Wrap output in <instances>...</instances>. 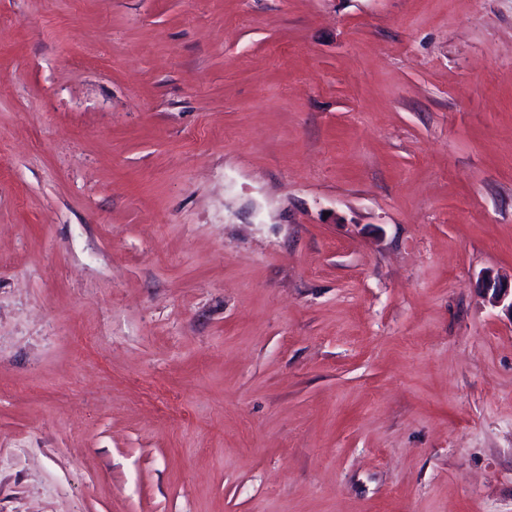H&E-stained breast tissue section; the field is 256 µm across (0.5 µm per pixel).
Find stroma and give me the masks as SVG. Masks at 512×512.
<instances>
[{
  "label": "stroma",
  "instance_id": "1",
  "mask_svg": "<svg viewBox=\"0 0 512 512\" xmlns=\"http://www.w3.org/2000/svg\"><path fill=\"white\" fill-rule=\"evenodd\" d=\"M512 0H0V512H512ZM483 289L493 306L500 307L512 316V276L487 271L482 276Z\"/></svg>",
  "mask_w": 512,
  "mask_h": 512
}]
</instances>
